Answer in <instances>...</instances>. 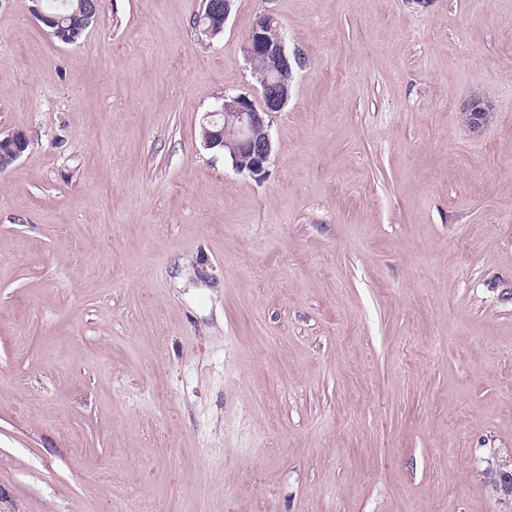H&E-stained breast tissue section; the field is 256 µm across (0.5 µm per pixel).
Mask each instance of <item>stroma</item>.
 Segmentation results:
<instances>
[{
	"label": "stroma",
	"mask_w": 512,
	"mask_h": 512,
	"mask_svg": "<svg viewBox=\"0 0 512 512\" xmlns=\"http://www.w3.org/2000/svg\"><path fill=\"white\" fill-rule=\"evenodd\" d=\"M0 0V512H512V0ZM274 14L263 179L204 147ZM479 96L483 131L460 118ZM41 1L42 0H32L33 6L31 7V11L37 19L47 23H52L56 17L61 24V39L57 37L54 38L64 44H73L77 42L95 17H91L90 20L82 23L81 25L78 24V18L81 20L84 18L80 16H83L84 14L85 0L50 1L51 4L45 8V11L55 17L48 15L43 11Z\"/></svg>",
	"instance_id": "1"
}]
</instances>
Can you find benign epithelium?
<instances>
[{
  "mask_svg": "<svg viewBox=\"0 0 512 512\" xmlns=\"http://www.w3.org/2000/svg\"><path fill=\"white\" fill-rule=\"evenodd\" d=\"M234 0H204L200 18L214 20L228 18ZM277 18L270 14L258 16L247 29L243 50L248 65L256 59L264 62L266 77L257 88L258 100L245 94L224 95V105L214 112L206 113L202 127L213 137L221 140L224 151L232 160V167L239 173L262 179L266 165L273 152L267 118L280 112L289 99V80L293 69L290 54L283 38H272L269 32L276 28ZM488 111L483 102L469 106L468 126L480 129L484 126L482 114ZM0 144L11 151V159H18L27 143L15 134L0 137Z\"/></svg>",
  "mask_w": 512,
  "mask_h": 512,
  "instance_id": "7a95c632",
  "label": "benign epithelium"
}]
</instances>
